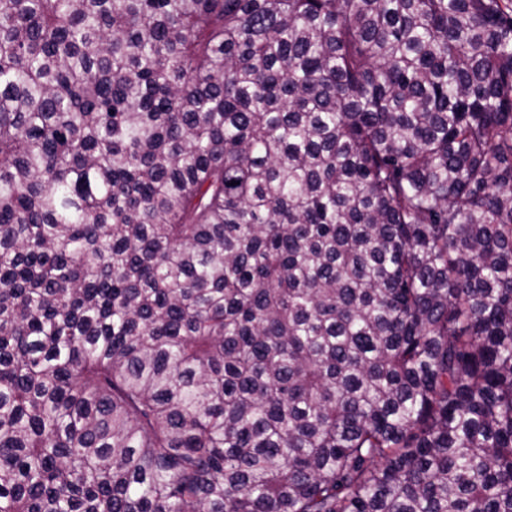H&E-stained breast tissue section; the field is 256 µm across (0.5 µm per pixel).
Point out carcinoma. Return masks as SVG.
I'll return each instance as SVG.
<instances>
[{
  "mask_svg": "<svg viewBox=\"0 0 512 512\" xmlns=\"http://www.w3.org/2000/svg\"><path fill=\"white\" fill-rule=\"evenodd\" d=\"M0 512H512V0H0Z\"/></svg>",
  "mask_w": 512,
  "mask_h": 512,
  "instance_id": "carcinoma-1",
  "label": "carcinoma"
}]
</instances>
